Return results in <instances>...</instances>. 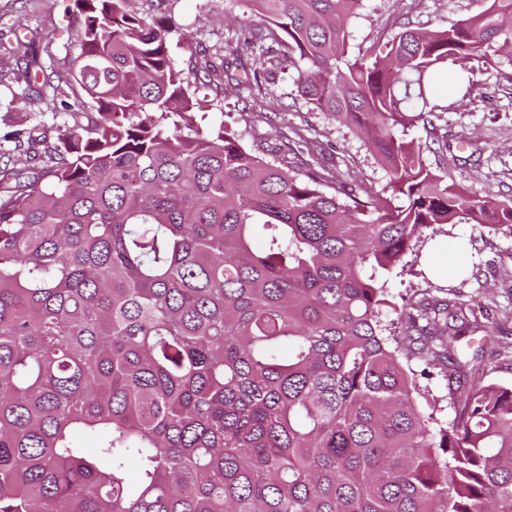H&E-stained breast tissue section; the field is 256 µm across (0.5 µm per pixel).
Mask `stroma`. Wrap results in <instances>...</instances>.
<instances>
[{
	"instance_id": "stroma-1",
	"label": "stroma",
	"mask_w": 512,
	"mask_h": 512,
	"mask_svg": "<svg viewBox=\"0 0 512 512\" xmlns=\"http://www.w3.org/2000/svg\"><path fill=\"white\" fill-rule=\"evenodd\" d=\"M487 0H365L350 21L351 48L366 50L380 34L400 27L437 29L477 15ZM74 0H0V27L14 26L22 43L49 45L52 66L68 71L79 51ZM177 22L194 43L235 47L245 28L259 27L262 16L247 0H177ZM272 98L258 107L247 89L206 111H191L185 123L199 132L224 123L240 134L243 144L275 163L291 158L289 141L307 140L304 160L333 173L338 180L382 190L388 181L384 169L361 141L328 114L310 110L297 92L290 74L275 69L265 77ZM16 56L0 55V152L11 149L13 131L36 121L73 125L79 108L39 111L12 100L24 87ZM443 102L448 110L438 124L439 137L425 157L429 164L447 162L448 183L470 193L492 192L512 196V66L493 65L478 74L469 94L449 89ZM464 244L461 259L444 260L440 270L428 272L426 248L407 257L408 270L388 281L390 305L386 321H397L403 304L427 290L453 289L464 303L481 306L488 331L512 333V224H460L454 229Z\"/></svg>"
}]
</instances>
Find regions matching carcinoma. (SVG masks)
<instances>
[{
	"mask_svg": "<svg viewBox=\"0 0 512 512\" xmlns=\"http://www.w3.org/2000/svg\"><path fill=\"white\" fill-rule=\"evenodd\" d=\"M172 2L74 0L59 82L86 124L16 131L0 171V512H512V387L488 378L512 342L467 354L476 309L430 292L402 337L382 319L426 230L512 224V199L448 184L405 138L436 134L445 73L492 66L512 0L364 55L363 0H246L269 27L182 67ZM269 64L407 205L181 124L203 87L268 97ZM33 74L52 85L32 46L23 98L55 111ZM414 359L448 378V421Z\"/></svg>",
	"mask_w": 512,
	"mask_h": 512,
	"instance_id": "obj_1",
	"label": "carcinoma"
}]
</instances>
